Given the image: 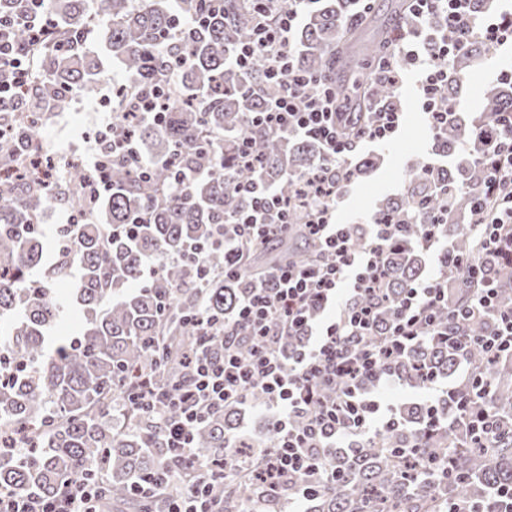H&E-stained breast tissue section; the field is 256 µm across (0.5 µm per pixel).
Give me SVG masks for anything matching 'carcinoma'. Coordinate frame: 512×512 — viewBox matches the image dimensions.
Returning <instances> with one entry per match:
<instances>
[{"label":"carcinoma","instance_id":"carcinoma-1","mask_svg":"<svg viewBox=\"0 0 512 512\" xmlns=\"http://www.w3.org/2000/svg\"><path fill=\"white\" fill-rule=\"evenodd\" d=\"M57 31L34 49V92L26 98V121L0 113V437L17 431L28 443L21 453H0V489L17 493L58 494L78 478L103 482L107 512H166V498L187 491L198 479L196 466L174 458L158 422L133 400L141 381L163 390L188 385L185 355L202 347L224 352V337L201 336L192 324L200 316L233 322L242 298L257 281V268L288 263L312 265L319 247L310 239L304 212L288 213L291 229L267 246L252 247L235 271L224 274V228L251 207L241 190L258 183L288 198L323 164V147L311 138L275 133L253 125L266 98L265 64L248 68L231 63L235 49L253 35L252 0H222V9L196 30L177 24L207 7V0H40ZM359 0H315L294 35L299 69L320 73L347 106L341 135L353 139L368 124L378 102H393L391 88L370 69L389 36L362 41L372 23ZM102 23V54L83 47L82 34ZM186 65L163 103L162 124L118 115L122 129L156 164L137 168L114 153L102 170L111 191L88 194L95 171L67 165L63 181L52 186L28 172L23 146L35 145L46 111H66L71 92H98L103 59L120 66L123 80L112 84L122 110L137 90L165 81L169 54ZM502 112L512 113V83L486 90L481 109L469 123L448 118L434 136L433 148L446 153L467 139L478 160L484 131ZM249 145L259 162L237 166ZM378 158L364 155L345 169L340 186L376 168ZM193 178L182 184L180 176ZM474 162L454 168L421 166L408 175L401 197H384L376 212L384 224L401 226V236L386 246L387 298L377 311L376 335L394 317V300L423 276L424 225L442 202L448 223L441 236L454 254L476 253L472 227L488 219L461 192L477 185ZM55 198L83 216L56 230L50 251L36 219ZM203 252L195 263L181 260L191 249ZM162 261L160 272L145 275ZM500 303L512 305V264L494 270ZM70 288L83 321L73 336H54L64 315L57 295ZM446 335L422 336L394 363L400 382L424 387L450 375L463 360L486 374L484 398L469 384L456 386L430 416L424 406L396 415V425L353 451L336 450L327 461L310 512H446L460 501L476 509L512 512L503 496L512 488V359L489 364L483 351L455 348L456 336H486L494 317L450 319L437 311ZM496 415L502 436L488 447L473 448L466 436L446 428L461 410ZM242 408L212 412L194 428L195 444L206 454L208 472L221 475L230 457L243 456L250 471L219 484L224 512H284L297 498L294 486L275 497L263 496L253 479L278 434L266 421L255 447L238 432ZM160 468L172 476L167 491L153 499L135 493L136 484ZM336 478H331V475Z\"/></svg>","mask_w":512,"mask_h":512}]
</instances>
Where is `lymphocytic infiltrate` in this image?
Masks as SVG:
<instances>
[{
	"label": "lymphocytic infiltrate",
	"mask_w": 512,
	"mask_h": 512,
	"mask_svg": "<svg viewBox=\"0 0 512 512\" xmlns=\"http://www.w3.org/2000/svg\"><path fill=\"white\" fill-rule=\"evenodd\" d=\"M254 38L235 52L238 66L264 61L270 96L255 124L273 131H290L312 137L324 147V163L307 177L292 200L271 191L254 197L249 212L234 217V234L224 242L231 263H238L244 248L287 233L288 211L307 209L306 228L323 248L326 259L318 266L284 265L255 283L241 305L238 319L226 324L218 319L201 322L202 334L224 338V354L213 357L197 351L187 360V387L170 392L144 385L137 394L141 408L160 418L162 435L175 457L200 460L203 452L194 444L192 429L207 414L235 400L243 401L250 389L266 394V405L279 435L276 450L255 472L263 494H277L289 481L306 479L300 498L315 492L310 477L319 474L327 456L339 448L356 449L361 442L390 427L392 413H385L376 390L393 383L389 367L407 344L424 331L437 329L436 311L448 303L450 283L433 273L414 282L396 302L398 314L379 341L371 336L376 325L377 302L384 297L388 279L383 249L392 240L390 224L366 225V247L351 243L346 225L332 221L339 177L338 163L350 146L340 136V105L329 88L295 64L293 36L309 0H292L282 11L278 0H259ZM414 18L413 38L398 43L376 59L373 69L379 81L398 87L406 73L417 75L415 94L432 131H439L456 114V99L448 95L452 64L468 53L473 43L512 44V17L494 11H478L473 0H410ZM13 19L0 16V111L8 110L18 93L32 82L29 45L44 41L50 26L30 30L28 45L12 36ZM451 29L454 41L442 33ZM512 141V113L502 114L489 135L496 143L483 186L476 198L492 200L504 187H512V150L500 140ZM121 152L134 165L143 158L136 144L123 132L113 115H105L103 129L88 149L86 164L101 169L112 152ZM478 255L456 261L463 282L473 284L479 309L493 313L496 326L478 344L488 360L512 354V307L498 301V285L492 266L512 260V205L478 225ZM301 336L302 343L289 358H282L277 343L283 334ZM251 347L249 363H241L240 343ZM340 385L341 396L326 397L322 389ZM176 407L177 418L164 417ZM102 487L80 479L58 497L11 493L0 490V512H96Z\"/></svg>",
	"instance_id": "lymphocytic-infiltrate-1"
}]
</instances>
